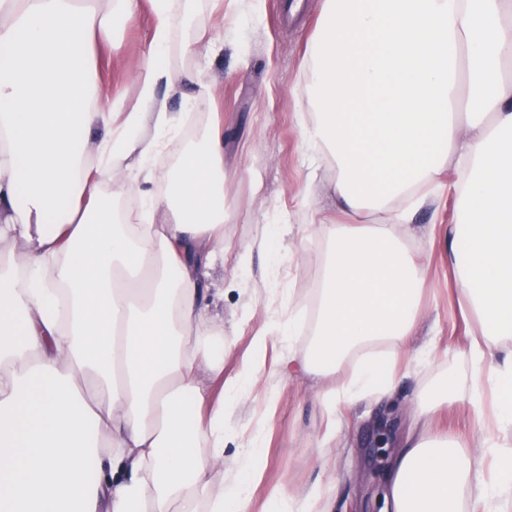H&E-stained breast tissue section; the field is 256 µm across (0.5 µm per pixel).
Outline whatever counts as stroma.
Wrapping results in <instances>:
<instances>
[{
	"label": "stroma",
	"instance_id": "obj_1",
	"mask_svg": "<svg viewBox=\"0 0 512 512\" xmlns=\"http://www.w3.org/2000/svg\"><path fill=\"white\" fill-rule=\"evenodd\" d=\"M322 0H223L212 7L198 0L195 18L208 36L223 39L221 51L199 44L196 54L171 51L177 67L193 70L210 87L212 104L198 113L192 129L200 136L210 119L224 129V275L208 280L223 288L224 375L233 377L243 358L253 351L254 336L270 320L307 303L324 272L322 236L305 238L295 232L272 235L274 226L302 223L310 210L333 216L335 201L326 192L334 178L332 166L318 172L308 167L309 151L300 133L299 87L307 41L320 17ZM152 14L143 10L118 35L120 47L102 59L101 71L113 94L126 100L137 95V74L152 37ZM455 197L442 196L420 211L408 247L421 269L422 285L416 326L399 359L379 356L377 370H396L393 390L372 386L354 404L329 417L317 399L319 392L355 374L354 359H346L335 375L287 374L281 356L288 347L306 348L311 335L293 343L269 341L263 353L261 379L243 398L224 437V470H240L248 449L247 435L258 418L266 427L261 450L265 467L251 488L248 512H268L273 487L303 493L315 484L330 486L321 512H385V488L394 455L410 432L448 434L467 439L471 456L483 431L467 401L471 364L465 353L469 336L480 333L474 316H462L456 304L455 279L448 263L444 229L457 220ZM250 249L246 267L235 255ZM459 380L455 396L429 415H421L420 400L444 373ZM276 403L265 407L266 391ZM394 424L388 459L376 461L369 449L376 439L379 418Z\"/></svg>",
	"mask_w": 512,
	"mask_h": 512
}]
</instances>
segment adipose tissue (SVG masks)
Returning <instances> with one entry per match:
<instances>
[{
	"mask_svg": "<svg viewBox=\"0 0 512 512\" xmlns=\"http://www.w3.org/2000/svg\"><path fill=\"white\" fill-rule=\"evenodd\" d=\"M150 4L151 42L133 103L113 96L99 55ZM193 0H0V512H247L261 477L263 426L241 471L224 476V432L259 381V351L294 334L281 316L255 337L212 402L224 367V319L201 306L224 259V135L187 144L157 175L177 136L169 101L211 98L168 52ZM512 0H325L303 66V138L332 160L344 224L326 233L318 315L289 372L328 376L365 348L404 349L417 317L419 268L407 246L431 187L457 197L449 262L462 311L485 326L467 353L470 404L512 383ZM465 97H458L459 81ZM464 102L466 121L454 108ZM102 130L96 156L83 146ZM457 180L446 181L449 167ZM163 178L128 223L114 197ZM113 198L96 195L101 180ZM368 223H359V216ZM376 374L320 392L329 414ZM389 512H506L512 505V401L481 457L456 440L420 437L394 460Z\"/></svg>",
	"mask_w": 512,
	"mask_h": 512,
	"instance_id": "ef3b65f1",
	"label": "adipose tissue"
}]
</instances>
